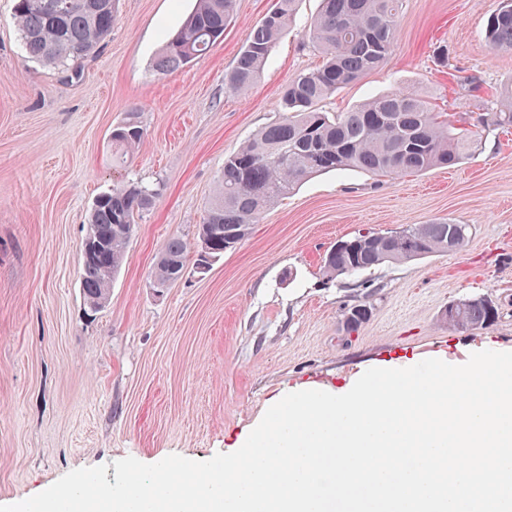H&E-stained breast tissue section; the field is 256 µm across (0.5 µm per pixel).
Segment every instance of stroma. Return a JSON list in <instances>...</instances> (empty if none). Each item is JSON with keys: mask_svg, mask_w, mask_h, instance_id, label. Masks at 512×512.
Returning <instances> with one entry per match:
<instances>
[{"mask_svg": "<svg viewBox=\"0 0 512 512\" xmlns=\"http://www.w3.org/2000/svg\"><path fill=\"white\" fill-rule=\"evenodd\" d=\"M499 2L402 0L385 66L322 103L344 112L418 90L455 126L480 131L460 164L314 175L208 271L187 266L158 292L151 273L165 240L194 239L225 158L273 119L289 80L321 63L302 33L319 0H300L294 28L241 94L226 91L224 75L273 0H235L223 40L166 75L154 60L195 0H115L111 36L73 77L29 61L14 0H0V504L128 456L153 464L231 452L296 389L327 392L408 359L512 351V133L480 123L512 81V52L484 37ZM442 43L447 68L435 57ZM131 111L145 137L116 168L110 133ZM123 179L155 198L109 305L89 316L80 290L88 209ZM435 220L467 225L462 251L351 277L324 271L338 240ZM479 296L498 317L450 327L449 305ZM358 304L372 313L346 331L344 313Z\"/></svg>", "mask_w": 512, "mask_h": 512, "instance_id": "1", "label": "stroma"}]
</instances>
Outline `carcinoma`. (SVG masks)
Segmentation results:
<instances>
[{"label": "carcinoma", "instance_id": "1", "mask_svg": "<svg viewBox=\"0 0 512 512\" xmlns=\"http://www.w3.org/2000/svg\"><path fill=\"white\" fill-rule=\"evenodd\" d=\"M57 0H16L13 19L28 58L75 72L111 34L112 0H75L58 8ZM298 0H275L273 8L255 25L225 75L228 91L248 89L259 76L278 39L288 30ZM234 0H196L192 12L170 36L156 59L155 71L173 72L201 57L224 38L233 17ZM400 0H321L320 10L307 34L323 53L318 67L295 76L279 100L278 117L224 159L213 201L203 224L217 229L210 241L209 261L236 248L252 225L277 201L292 193L304 180L332 171L360 170L385 175L419 173L451 167L466 155L472 131L440 119L416 90L402 89L371 99L347 112L329 113L320 103L337 91L383 66L391 55L397 33ZM485 39L494 50L512 51V0L487 22ZM503 109L482 113L488 132L512 129V81L498 92ZM144 137L138 113L130 112L112 129V148L126 156ZM155 197L141 182L117 185L97 196L88 214L86 237L112 234V246L82 260L80 283L87 311L96 313L109 301L112 280L121 269L132 232ZM461 233L455 249L467 239V225L447 221L406 226L402 239L388 240L379 233L358 234L349 241L360 247L329 251L324 260L331 277L353 276L384 262H409L429 254L450 251L454 228ZM190 247L181 236L162 246L151 281L165 288L185 270ZM457 314L471 327L496 318L485 298L462 300Z\"/></svg>", "mask_w": 512, "mask_h": 512}]
</instances>
